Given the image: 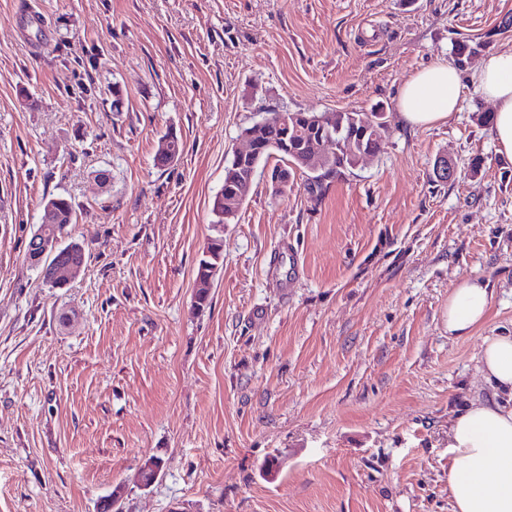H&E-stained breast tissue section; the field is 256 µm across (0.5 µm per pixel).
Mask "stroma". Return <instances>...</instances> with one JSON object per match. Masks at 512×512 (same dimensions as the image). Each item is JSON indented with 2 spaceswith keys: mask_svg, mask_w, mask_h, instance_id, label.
<instances>
[{
  "mask_svg": "<svg viewBox=\"0 0 512 512\" xmlns=\"http://www.w3.org/2000/svg\"><path fill=\"white\" fill-rule=\"evenodd\" d=\"M509 18L512 0H0V512H100L116 489L121 512H451L448 423L493 399L481 339L512 331V163L479 58L446 122L404 125L398 95L456 41L512 48ZM377 109L388 138L319 200L259 176L214 226L254 119ZM169 131L183 152L161 166ZM58 195L85 252L62 288L26 255ZM474 275L488 319L449 340ZM224 239L222 236L211 240L205 256L199 261L197 268V279H204L209 276L215 268L218 271L220 262H223ZM491 301V289L480 276L457 283L448 294V338L464 339L485 322Z\"/></svg>",
  "mask_w": 512,
  "mask_h": 512,
  "instance_id": "obj_1",
  "label": "stroma"
}]
</instances>
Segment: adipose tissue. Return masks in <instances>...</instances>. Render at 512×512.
I'll list each match as a JSON object with an SVG mask.
<instances>
[{"label":"adipose tissue","mask_w":512,"mask_h":512,"mask_svg":"<svg viewBox=\"0 0 512 512\" xmlns=\"http://www.w3.org/2000/svg\"><path fill=\"white\" fill-rule=\"evenodd\" d=\"M494 108L492 135L498 153L512 161V50L490 53L473 75ZM462 76L453 65L426 66L402 85L398 106L404 124L443 123L457 112ZM491 290L473 276L448 295V337L464 339L488 317ZM494 389L490 402L473 401L448 426V491L453 512H512V334L482 340L480 365Z\"/></svg>","instance_id":"obj_1"}]
</instances>
